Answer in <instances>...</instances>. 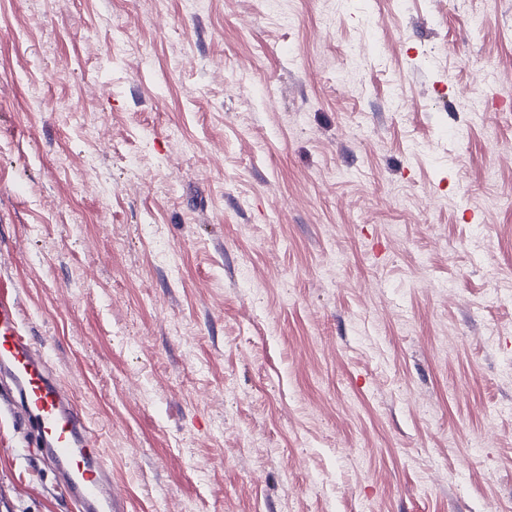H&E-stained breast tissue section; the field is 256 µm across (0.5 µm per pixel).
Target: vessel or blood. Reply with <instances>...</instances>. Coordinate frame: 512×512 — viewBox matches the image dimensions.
<instances>
[{"instance_id": "b4317fda", "label": "vessel or blood", "mask_w": 512, "mask_h": 512, "mask_svg": "<svg viewBox=\"0 0 512 512\" xmlns=\"http://www.w3.org/2000/svg\"><path fill=\"white\" fill-rule=\"evenodd\" d=\"M0 376L10 382L0 405L29 427L34 452L66 485L79 512H122L97 433L51 372L45 351L19 317L15 282L2 275Z\"/></svg>"}]
</instances>
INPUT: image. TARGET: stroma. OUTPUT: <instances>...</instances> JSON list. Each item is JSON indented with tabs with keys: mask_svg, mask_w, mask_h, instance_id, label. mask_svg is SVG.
<instances>
[{
	"mask_svg": "<svg viewBox=\"0 0 512 512\" xmlns=\"http://www.w3.org/2000/svg\"><path fill=\"white\" fill-rule=\"evenodd\" d=\"M506 29L0 0V272L124 512H512ZM0 512H78L5 413Z\"/></svg>",
	"mask_w": 512,
	"mask_h": 512,
	"instance_id": "35a3bbf8",
	"label": "stroma"
}]
</instances>
